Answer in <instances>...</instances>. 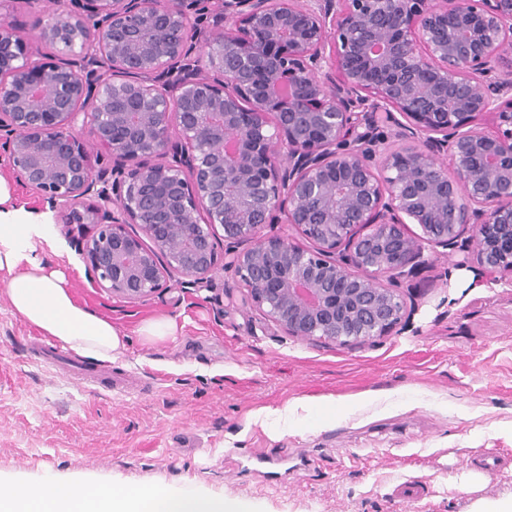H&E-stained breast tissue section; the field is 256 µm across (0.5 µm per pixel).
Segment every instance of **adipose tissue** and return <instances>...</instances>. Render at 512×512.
I'll return each instance as SVG.
<instances>
[{
    "mask_svg": "<svg viewBox=\"0 0 512 512\" xmlns=\"http://www.w3.org/2000/svg\"><path fill=\"white\" fill-rule=\"evenodd\" d=\"M44 232L37 216L13 205L11 187L0 178V271L9 275L6 294L15 312L82 355L106 359L120 353L125 334L75 302L64 273L49 268L35 251L31 241ZM0 512H247V506L236 499L164 487L0 481Z\"/></svg>",
    "mask_w": 512,
    "mask_h": 512,
    "instance_id": "1",
    "label": "adipose tissue"
}]
</instances>
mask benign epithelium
<instances>
[{
  "mask_svg": "<svg viewBox=\"0 0 512 512\" xmlns=\"http://www.w3.org/2000/svg\"><path fill=\"white\" fill-rule=\"evenodd\" d=\"M202 2L70 0L36 37L52 62L0 22V149L97 287L195 288L221 231L251 305L349 345L400 323L427 250L512 277V0H218L209 33ZM381 120L406 145L376 164ZM282 222L309 245L261 234Z\"/></svg>",
  "mask_w": 512,
  "mask_h": 512,
  "instance_id": "benign-epithelium-1",
  "label": "benign epithelium"
}]
</instances>
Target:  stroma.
Returning a JSON list of instances; mask_svg holds the SVG:
<instances>
[{"label": "stroma", "mask_w": 512, "mask_h": 512, "mask_svg": "<svg viewBox=\"0 0 512 512\" xmlns=\"http://www.w3.org/2000/svg\"><path fill=\"white\" fill-rule=\"evenodd\" d=\"M56 8L0 0V18L34 36ZM0 177L42 215L35 245L74 299L127 336L106 361L111 390L92 389L42 362L0 271V480L164 485L250 512H477L512 497V282L481 278L471 249L432 256L391 333L339 346L286 335L221 268L200 288L175 278L143 301L114 297L2 157ZM161 317L177 335L144 343L140 326ZM260 453L288 463L269 475L251 463ZM410 478L419 493L399 496Z\"/></svg>", "instance_id": "1"}]
</instances>
